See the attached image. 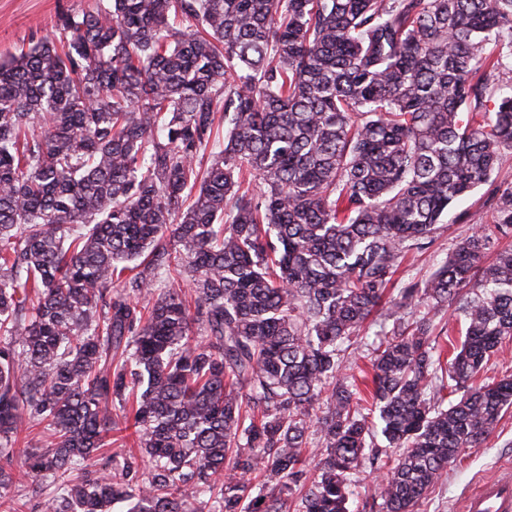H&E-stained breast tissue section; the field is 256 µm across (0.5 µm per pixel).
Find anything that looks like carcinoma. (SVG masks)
I'll return each mask as SVG.
<instances>
[{"instance_id":"obj_1","label":"carcinoma","mask_w":512,"mask_h":512,"mask_svg":"<svg viewBox=\"0 0 512 512\" xmlns=\"http://www.w3.org/2000/svg\"><path fill=\"white\" fill-rule=\"evenodd\" d=\"M59 26L0 62V506L21 473L46 512H349L369 467L363 512H419L512 408L483 378L512 189L397 280L512 159V0H101ZM488 189V185L481 186L453 204L448 214L442 217L441 224H438L432 247L424 254L410 255L400 277L405 280L428 278L445 260L455 243L469 235L476 225L493 224L496 204L495 200L488 199ZM463 213L461 220L459 216ZM378 475H381V473L370 472L368 469L365 472L353 476L352 479H354V484L356 485V493L353 498L350 499L352 512H361L357 510H361L362 501L373 494L376 485L375 478Z\"/></svg>"}]
</instances>
